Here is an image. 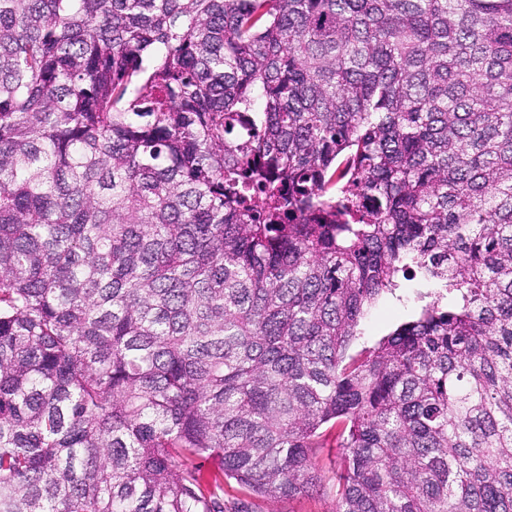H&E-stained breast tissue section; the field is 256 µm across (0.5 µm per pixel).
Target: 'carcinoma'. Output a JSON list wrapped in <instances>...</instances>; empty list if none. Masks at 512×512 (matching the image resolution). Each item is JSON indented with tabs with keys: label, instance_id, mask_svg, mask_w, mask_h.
Instances as JSON below:
<instances>
[{
	"label": "carcinoma",
	"instance_id": "carcinoma-1",
	"mask_svg": "<svg viewBox=\"0 0 512 512\" xmlns=\"http://www.w3.org/2000/svg\"><path fill=\"white\" fill-rule=\"evenodd\" d=\"M328 428L332 512H512V0H0V512H254ZM418 284L416 280L404 281V288H401L395 296L386 295L374 306L362 324V335L352 345L349 354L357 355L372 349L375 344L386 334L392 331L400 323L413 317L416 311V300L414 298Z\"/></svg>",
	"mask_w": 512,
	"mask_h": 512
}]
</instances>
